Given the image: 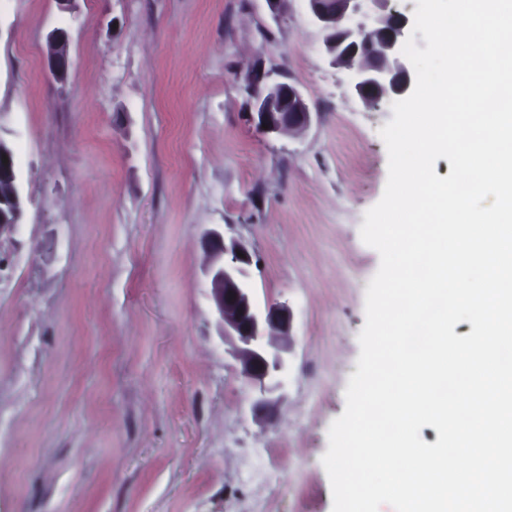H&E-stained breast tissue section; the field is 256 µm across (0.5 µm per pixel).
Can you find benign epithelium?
<instances>
[{
    "mask_svg": "<svg viewBox=\"0 0 512 512\" xmlns=\"http://www.w3.org/2000/svg\"><path fill=\"white\" fill-rule=\"evenodd\" d=\"M312 21L321 29L342 24L379 41L380 60L366 62L359 53L338 54L326 51L330 63L344 66L351 74L350 86L363 100L371 101L381 92L392 91L404 97L413 87V77L405 64L401 46L406 40L410 19L393 11L372 17L363 10L364 0H306ZM68 28L57 26L45 37L46 60L53 80L67 82L72 60L69 55ZM253 101L249 121L265 135L280 136L308 127L313 120L300 88L287 81H269L262 62L244 77ZM211 262L206 270L216 313L222 325L224 342L238 361L243 378L253 387L251 412L257 421L272 418L277 405L275 392L288 381L289 349L266 341L270 333L290 335L293 311L286 303H260L249 278L252 254L238 238L226 236L218 227L207 229L201 238Z\"/></svg>",
    "mask_w": 512,
    "mask_h": 512,
    "instance_id": "obj_1",
    "label": "benign epithelium"
}]
</instances>
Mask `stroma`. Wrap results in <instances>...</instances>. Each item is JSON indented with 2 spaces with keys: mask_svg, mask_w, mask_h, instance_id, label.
Listing matches in <instances>:
<instances>
[{
  "mask_svg": "<svg viewBox=\"0 0 512 512\" xmlns=\"http://www.w3.org/2000/svg\"><path fill=\"white\" fill-rule=\"evenodd\" d=\"M72 27L66 86L45 35ZM263 62L317 114L252 125ZM390 99L355 95L305 0H0V139L29 200L0 234V512H332L321 458L380 257ZM294 313L273 418L221 337L200 236Z\"/></svg>",
  "mask_w": 512,
  "mask_h": 512,
  "instance_id": "1",
  "label": "stroma"
}]
</instances>
